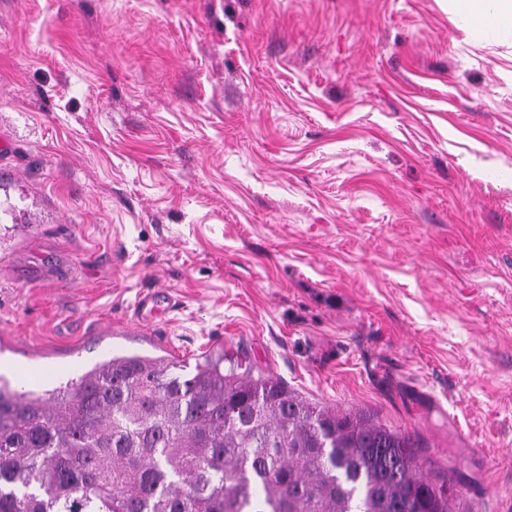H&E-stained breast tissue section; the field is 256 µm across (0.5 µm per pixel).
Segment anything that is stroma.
<instances>
[{"label": "stroma", "mask_w": 512, "mask_h": 512, "mask_svg": "<svg viewBox=\"0 0 512 512\" xmlns=\"http://www.w3.org/2000/svg\"><path fill=\"white\" fill-rule=\"evenodd\" d=\"M218 348L409 434L454 512H512L511 29L0 0V377ZM160 306L159 296L155 291L142 294L135 306L138 324L145 325L150 322Z\"/></svg>", "instance_id": "1"}]
</instances>
